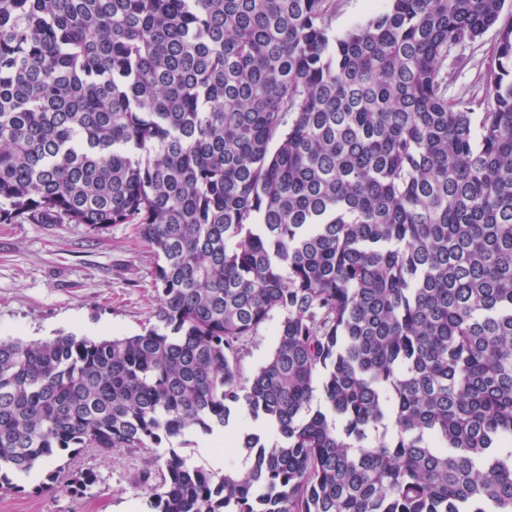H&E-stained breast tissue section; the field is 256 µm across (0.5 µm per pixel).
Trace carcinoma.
Segmentation results:
<instances>
[{
	"instance_id": "carcinoma-1",
	"label": "carcinoma",
	"mask_w": 512,
	"mask_h": 512,
	"mask_svg": "<svg viewBox=\"0 0 512 512\" xmlns=\"http://www.w3.org/2000/svg\"><path fill=\"white\" fill-rule=\"evenodd\" d=\"M505 2L338 36L336 0H0V223L130 224L160 259L144 332L0 339V489L241 407V464L157 455L151 512H512ZM494 27L475 112L448 54ZM278 324L275 316L262 329L260 336L249 342L240 361V372L243 378H249L271 354L275 345L274 331Z\"/></svg>"
}]
</instances>
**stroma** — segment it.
I'll list each match as a JSON object with an SVG mask.
<instances>
[{"label":"stroma","instance_id":"stroma-1","mask_svg":"<svg viewBox=\"0 0 512 512\" xmlns=\"http://www.w3.org/2000/svg\"><path fill=\"white\" fill-rule=\"evenodd\" d=\"M496 45L492 28L476 43L452 49L463 66L448 74L449 97H482ZM155 266V256L129 224L97 234L79 224H0V338L45 341L74 335L98 340L140 333L155 321ZM199 437L188 431L170 446L208 470L239 463L235 448H204ZM154 457V450L142 448L114 454L84 450L69 465L98 477L92 494L84 497L43 487L45 472L57 465L49 460L18 488L0 490V512H123L129 503L135 512H149L141 477L152 469Z\"/></svg>","mask_w":512,"mask_h":512}]
</instances>
